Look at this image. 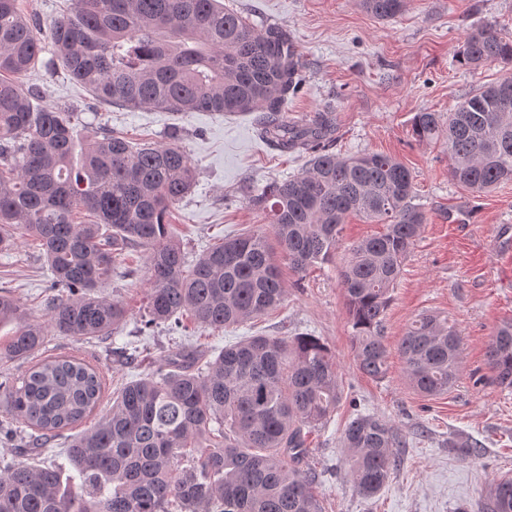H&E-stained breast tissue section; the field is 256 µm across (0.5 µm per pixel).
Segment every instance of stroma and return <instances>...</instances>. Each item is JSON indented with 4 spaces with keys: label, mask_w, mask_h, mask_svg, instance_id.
Masks as SVG:
<instances>
[{
    "label": "stroma",
    "mask_w": 512,
    "mask_h": 512,
    "mask_svg": "<svg viewBox=\"0 0 512 512\" xmlns=\"http://www.w3.org/2000/svg\"><path fill=\"white\" fill-rule=\"evenodd\" d=\"M262 28L288 29L300 54L302 83L288 102L290 117L309 122L329 113L334 150L341 155L383 153L415 175L416 201L426 222L392 290L385 334L396 345L408 324L438 313L461 339V369L447 392L427 396L407 380L398 354L387 377L374 381L356 368L340 260L306 277L285 272L286 297L276 310L215 331L186 332L141 322L148 288L142 256L120 265L101 293L119 301L125 321L94 340L52 337L49 347L102 367L109 390L149 375L158 356L185 346L205 357L244 336L311 334L329 347L338 366L342 399L325 426L308 439L318 474L314 490L323 512H479L493 479L512 476V389L493 383L487 346L496 327L512 319V182L488 194L463 190L448 174V151L412 132L415 113L448 114L462 95L497 82L502 65L479 69L456 55L468 32L494 22L512 35V0H408L405 11L382 22L359 0H223ZM40 103L72 111L78 131L106 129L132 143L177 141L196 170L191 191L169 207L189 259L224 237L262 225L254 200L270 183L305 167L309 152L283 153L260 140L249 114L118 109L92 100L61 66L38 62L24 78ZM47 265L38 247L18 243L0 252V286L12 291L29 319L43 320L38 305L48 293ZM388 420L406 441L399 465L383 490L362 496L349 474L341 436L353 410ZM476 442L478 458L463 459L448 441Z\"/></svg>",
    "instance_id": "1"
}]
</instances>
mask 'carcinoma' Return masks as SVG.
<instances>
[{
	"mask_svg": "<svg viewBox=\"0 0 512 512\" xmlns=\"http://www.w3.org/2000/svg\"><path fill=\"white\" fill-rule=\"evenodd\" d=\"M18 0H0V251L33 238L52 275L46 321L30 322L0 289V324L17 327L5 350L28 363L0 380V443L23 434L28 461L0 465V512H323L313 491L305 432L328 421L341 400L338 366L318 337L247 336L200 366L195 350L164 352L147 377L112 393L109 413L68 436L79 492L39 460L40 450L81 425L105 392L101 370L83 357L48 353V336H109L124 306L100 296L122 252L142 253L150 271L142 322L184 328L187 315L222 330L284 301L280 262L306 275L331 262L347 218L383 226L353 243L340 269L359 372L389 371L384 322L390 291L426 216L414 203L415 176L396 158L331 151V119L288 118L301 84L286 31H263L221 0H73L49 24L57 61L93 99L126 109L253 113L259 136L282 152L312 157L302 172L257 199L268 228L224 238L187 264L169 205L196 171L177 144H133L109 132L77 135L73 115L33 103L21 79L45 50L39 23ZM390 21L407 0H360ZM459 61L512 66V38L492 22L466 37ZM420 140H442L451 179L480 194L512 180V76L465 95L443 117L417 112ZM85 212L89 222L74 217ZM421 393L448 391L461 367L448 318L426 313L397 344ZM493 379L512 389V319L488 346ZM342 444L359 492L373 498L397 466L403 441L377 414L346 423ZM187 458L189 466L178 468ZM484 512H512V478L492 480Z\"/></svg>",
	"mask_w": 512,
	"mask_h": 512,
	"instance_id": "obj_1",
	"label": "carcinoma"
}]
</instances>
